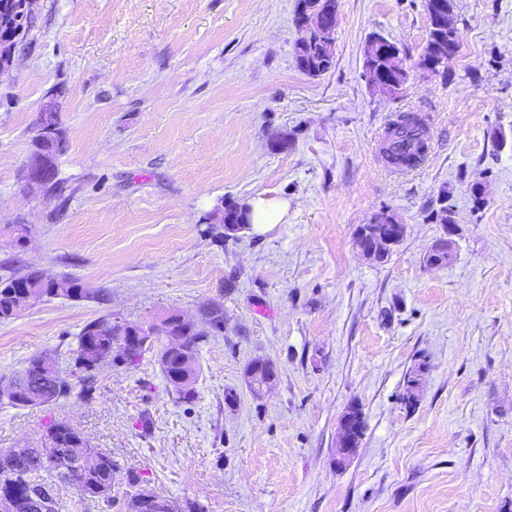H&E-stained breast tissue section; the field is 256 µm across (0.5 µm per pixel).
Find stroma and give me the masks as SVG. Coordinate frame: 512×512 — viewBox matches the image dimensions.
I'll list each match as a JSON object with an SVG mask.
<instances>
[{
  "mask_svg": "<svg viewBox=\"0 0 512 512\" xmlns=\"http://www.w3.org/2000/svg\"><path fill=\"white\" fill-rule=\"evenodd\" d=\"M296 5L36 0L0 74V267L78 279L85 296L0 323V379L46 352L77 382L76 338L103 316L198 322L216 304L224 329L199 346L190 402L155 351L109 360L90 400L0 401V448L67 423L177 512H512V0H457L460 47L440 75L416 67L424 0H339L334 65L314 78L295 60ZM375 33L410 73L394 96L364 69ZM50 98L65 189L38 196L22 172ZM404 112L434 127L424 166L396 175L375 151ZM259 194L287 200L285 223L207 234L222 202ZM382 211L406 232L377 262L357 238ZM446 236L452 263L428 265ZM257 360L276 368L258 394ZM352 405L364 435L340 467Z\"/></svg>",
  "mask_w": 512,
  "mask_h": 512,
  "instance_id": "1",
  "label": "stroma"
}]
</instances>
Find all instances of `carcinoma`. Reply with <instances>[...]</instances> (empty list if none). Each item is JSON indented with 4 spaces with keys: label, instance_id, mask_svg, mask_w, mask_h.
Masks as SVG:
<instances>
[{
    "label": "carcinoma",
    "instance_id": "carcinoma-1",
    "mask_svg": "<svg viewBox=\"0 0 512 512\" xmlns=\"http://www.w3.org/2000/svg\"><path fill=\"white\" fill-rule=\"evenodd\" d=\"M451 45L459 48V40L450 41L443 35L436 39L431 31L422 54L438 61L443 48ZM42 124L48 128V135L36 136L33 150L51 169L47 190L61 193L64 187L58 178V158L63 151L64 138L59 113H44ZM426 147L427 135L417 116L404 114L389 124L382 151L389 163L411 166L426 155ZM83 294L78 280L71 277L56 279L33 268L12 271L0 277V321L15 318L31 303L44 297L81 298ZM204 316L209 326L207 330L192 323L184 324L175 314L166 316L158 324H148L141 329L142 336L124 360L130 364L138 361L166 334L183 337L182 350H159L158 363L178 399H193V384L199 377L198 345L209 333L221 332L224 328V309L207 307ZM122 331V325L102 317L87 323L78 334L75 363L85 371L80 378L78 396L81 399L92 398L95 369L112 357V346L118 344ZM74 389L73 383L57 376L52 358L38 356L29 361L20 375L0 386V398L15 407L26 408L66 399ZM45 438L40 448H0V499L15 503L16 512H34L32 502L37 495L50 496L51 508L46 512H58L56 491L61 485H71L82 497L97 499L116 512H171L166 498L160 504L141 503L143 493L138 489L143 481L141 472L121 469L112 456L90 447L82 434L70 425L50 423Z\"/></svg>",
    "mask_w": 512,
    "mask_h": 512
}]
</instances>
